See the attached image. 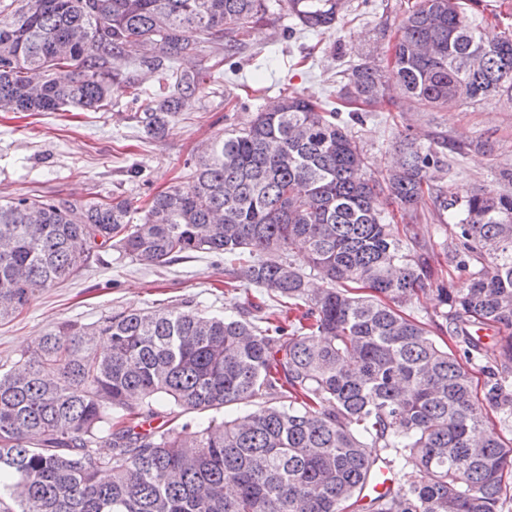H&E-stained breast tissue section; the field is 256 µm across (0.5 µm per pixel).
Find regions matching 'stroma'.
<instances>
[{
    "instance_id": "35a3bbf8",
    "label": "stroma",
    "mask_w": 512,
    "mask_h": 512,
    "mask_svg": "<svg viewBox=\"0 0 512 512\" xmlns=\"http://www.w3.org/2000/svg\"><path fill=\"white\" fill-rule=\"evenodd\" d=\"M414 0H348L336 27L323 34L300 32L286 0H268L265 18L242 33V46L223 64L189 109L164 135H147L131 94L104 110L0 112V198L40 195L71 201L92 193L118 197L133 207L186 183L190 165L208 139L227 128L248 126L256 112L296 92L314 101L335 99L349 66L380 61ZM418 142L448 141L435 183L444 192L511 188L500 172L512 168V104L481 101L448 109L396 102L370 107L353 133L368 158L365 175H376L402 131ZM222 259L196 255L169 265L116 261L102 253L82 274L40 291L22 313L0 321V365L10 364L37 336L63 321L89 324L124 309L198 306L221 314L253 301L276 303L265 289L229 292Z\"/></svg>"
}]
</instances>
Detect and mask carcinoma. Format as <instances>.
<instances>
[{"mask_svg": "<svg viewBox=\"0 0 512 512\" xmlns=\"http://www.w3.org/2000/svg\"><path fill=\"white\" fill-rule=\"evenodd\" d=\"M287 3L315 32L342 5ZM476 6L417 0L387 64L349 69L336 105L288 94L213 137L190 181L154 195L135 224L117 198L0 199V319L105 248L158 265L222 258L295 313L121 310L38 336L0 373V512H503L512 441L475 410L469 366L485 362L484 399L512 429V192L433 193L448 143L408 133L382 179H362L352 132L361 105L395 96L512 104V31ZM265 11V0H0V111L112 105L137 42L159 91L132 95L160 135L203 83L177 63L203 42L234 55ZM383 197L411 224L386 223ZM429 204L448 214L463 290L444 284L412 227ZM434 284L426 323L411 308ZM487 326L507 336L488 345ZM382 464L394 487L361 502Z\"/></svg>", "mask_w": 512, "mask_h": 512, "instance_id": "1", "label": "carcinoma"}]
</instances>
